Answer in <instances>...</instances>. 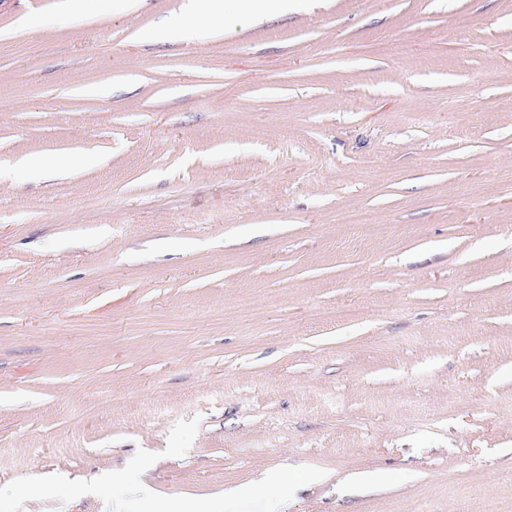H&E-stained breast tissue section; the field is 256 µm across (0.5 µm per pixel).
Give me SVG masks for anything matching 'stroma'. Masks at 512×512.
<instances>
[{"label":"stroma","instance_id":"1","mask_svg":"<svg viewBox=\"0 0 512 512\" xmlns=\"http://www.w3.org/2000/svg\"><path fill=\"white\" fill-rule=\"evenodd\" d=\"M187 7L0 0V512H512V0ZM224 13L223 0H194L181 21V33L197 31L207 17Z\"/></svg>","mask_w":512,"mask_h":512}]
</instances>
